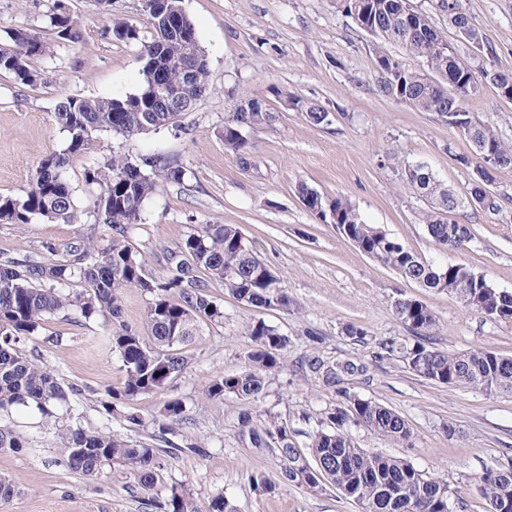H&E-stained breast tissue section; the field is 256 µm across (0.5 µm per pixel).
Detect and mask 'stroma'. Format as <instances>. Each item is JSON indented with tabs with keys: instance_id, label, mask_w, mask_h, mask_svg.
Wrapping results in <instances>:
<instances>
[{
	"instance_id": "1",
	"label": "stroma",
	"mask_w": 512,
	"mask_h": 512,
	"mask_svg": "<svg viewBox=\"0 0 512 512\" xmlns=\"http://www.w3.org/2000/svg\"><path fill=\"white\" fill-rule=\"evenodd\" d=\"M471 24L482 36L472 45L448 23L441 0H412L444 32L459 57L474 68L512 71V0H462ZM86 24L85 41H56L55 59L34 65L43 80L34 86L0 75V195H20L40 162L66 145L55 120L65 96L113 97L136 92L142 83L139 46L115 40L121 21L148 33L142 0H64ZM55 0H0V49L11 47L14 29L47 32ZM210 68V92L185 114L179 127L160 128L132 141L98 133L90 152L71 158L69 177L77 216L74 221L37 220L23 228L0 224V253L40 254L43 245L63 250L84 240L106 237L89 211L94 187L84 180L97 160L125 154L137 161L156 155L183 166V184L163 186L145 204L130 243L145 258L155 279L166 274L163 256L204 224H233L253 242L263 262L280 278L297 304L295 310L253 311L212 285L224 309L223 322L204 327L184 347L187 367L164 390L140 396L129 405L144 418L159 415L174 399L184 408L168 442L153 427L132 429L119 413H106L107 389L121 386L118 356L98 344L102 317L84 319L58 313L47 317L20 348L33 362L50 368L61 383L75 386L68 406L47 420L32 411L13 412L26 432L22 453L0 452V476L11 477L21 493L0 512H151L133 476L118 467L88 479L60 463L58 433L77 425L109 429L154 448L164 463L163 480L153 491L165 498L171 486H187L199 507L224 494L236 512H356L354 503L333 490L315 491L280 484L268 495L253 493L250 478L263 472L277 477V450L253 447L239 433L241 409L232 398L208 401L203 386L215 376L240 368L253 344L246 325L261 318L288 339L282 366L268 374L254 406L257 423L288 425L298 448H306L327 411L337 403L333 389L298 370L302 357H359L364 374L351 377L350 391L396 410L409 423L414 444L397 447L361 425L349 432L359 446L406 459L417 470L459 488L455 512H487L476 478L483 470L512 461V393L490 394L470 387H448L415 376L398 359L379 358L378 344L407 338L394 315L397 299L415 297L435 312L434 347L462 351L483 347L512 358V322L465 310L445 293L424 290L390 268L360 253L334 225L321 223L302 204L296 188L304 183L319 193L348 198L370 224L377 225L422 257L440 261L447 254L427 234L429 203L405 188L403 162L426 164L437 179L466 194L471 171L458 158L470 144L432 112H420L384 96L378 52L395 48L359 28L341 0H182ZM245 95L266 99L276 119L272 126L247 131L245 157L224 147V120L233 102ZM296 106H289V99ZM325 109L330 122L311 124L305 106ZM475 118L512 144V100L493 86L468 102ZM501 209L474 206L452 213L469 225L473 240L458 261L485 275L499 289L512 290V167L498 170L492 185ZM364 330L365 342L343 327ZM206 455L192 453V446Z\"/></svg>"
}]
</instances>
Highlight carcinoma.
I'll list each match as a JSON object with an SVG mask.
<instances>
[{"instance_id": "cac0c4a2", "label": "carcinoma", "mask_w": 512, "mask_h": 512, "mask_svg": "<svg viewBox=\"0 0 512 512\" xmlns=\"http://www.w3.org/2000/svg\"><path fill=\"white\" fill-rule=\"evenodd\" d=\"M374 14L375 36L395 45L400 54L383 51L378 57L396 60V68L386 71L381 92L388 98L402 93L405 104L420 112H443L450 118L470 120L468 142L476 157L490 154L497 168L512 167V145L496 131L473 118L467 101H459L448 91V73H454L460 88L487 78L488 70H476L460 60L455 50L429 51L432 43L448 38L429 17L418 12L407 27L399 19L403 0H367ZM181 8L180 0H152L146 11L150 37L118 22L112 27L115 39L141 44L138 55L142 76L149 70L171 77L168 92L179 90L182 70L192 74L191 89L206 95L210 90V69L199 46L190 19L178 30L167 25L166 15ZM49 29L72 44L84 41L83 22L66 9L62 0L47 15ZM13 48L0 50V74L24 86L40 80L31 62L51 54L49 44L38 32L17 30L10 34ZM418 60L423 68L412 67ZM182 100L160 98L151 93L148 80L136 93L111 98L66 96L55 108V117L66 134V146L47 156L36 169L28 186L18 196H0V223L21 227L38 219L69 221L73 218V190L68 178L70 157L87 152L97 132H111L132 140L151 130L174 125L184 115ZM125 109L124 122L115 125L113 111ZM276 120L263 99L248 96L237 100L224 121V146L237 155L248 148L245 130L269 126ZM150 170L126 155H114L86 169L84 178L96 186L93 199L94 223L107 231L108 243L91 241L71 251L68 257L46 254L0 258V414L14 410H35L44 418L55 417L58 406L67 403L73 389L66 388L48 368L29 361L20 343L41 328L46 317L74 310L90 319L104 317L105 339L118 355L124 370L122 385L107 391L114 403L127 405L139 396L161 391L168 380L183 371L187 358L182 349L208 324L224 318L209 288L216 283L244 306L288 311L296 307L277 276H265L266 265L255 247L232 224H204L191 233L175 251L166 255L168 275L163 280L147 276L142 254L128 242L129 230L140 223L145 202L165 184L184 183L185 171L164 156L148 163ZM401 181L408 189L431 200L433 210L425 217L427 234L444 249L460 253L472 240L468 225L448 221L451 213L468 203L443 186L420 162L401 168ZM323 208L336 216V233L361 253L391 268L404 280L432 291L455 297L465 308L499 321L512 322V291L495 287L470 266L448 261L435 264L423 259L409 246L389 236L379 227L364 222L345 198L321 196ZM82 284L79 292L70 291ZM137 288L151 296L142 326L123 319L121 295ZM395 317L414 337L407 343L395 338L380 342L389 357L395 356L414 375L450 387L469 386L489 393L512 392V359L475 348L449 352L425 342L437 325L433 310L416 298L395 303ZM253 349L245 365L211 379L204 385L205 399L234 398L244 405L238 415L241 436L258 448H275L283 464L279 480L260 472L251 477L253 492L272 493L277 482L296 483L315 490L334 489L356 503L361 512H448V503L457 491L438 476L425 474L407 461L370 452L353 440L347 427L363 425L403 446L413 444L408 422L394 409L364 399L351 392L344 382L352 373L364 372L367 364L350 359L328 361L318 355L302 360L300 371L324 386L336 389L339 403L327 413L326 426L309 434V456L296 447L288 428L276 421L259 427L252 406L265 389L267 374L280 368V352L288 340L263 320L246 325ZM183 405L170 400L161 417L152 420L163 436L171 433V423L181 419ZM62 464L83 476H97L109 465H117L137 479L145 492L154 489L163 466L154 450L126 440L110 430L87 431L69 427L60 432ZM28 438L12 423H0V451L21 452ZM488 512H512V463L490 468L478 476ZM149 506L162 512H235L233 505L218 493L207 509L198 507L193 494L183 485L170 487L164 501Z\"/></svg>"}]
</instances>
